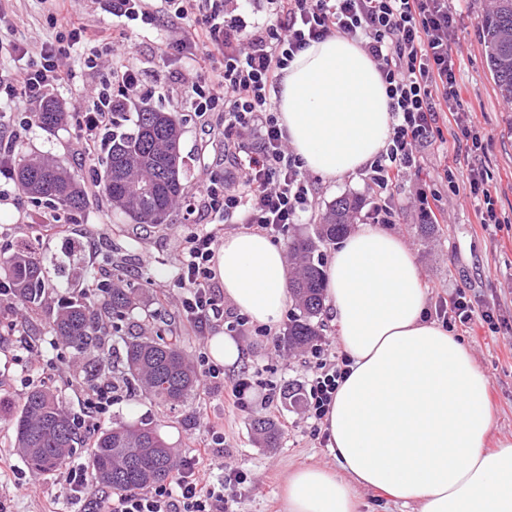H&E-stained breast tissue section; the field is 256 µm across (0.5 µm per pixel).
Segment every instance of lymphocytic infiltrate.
I'll return each mask as SVG.
<instances>
[{
  "label": "lymphocytic infiltrate",
  "instance_id": "lymphocytic-infiltrate-1",
  "mask_svg": "<svg viewBox=\"0 0 512 512\" xmlns=\"http://www.w3.org/2000/svg\"><path fill=\"white\" fill-rule=\"evenodd\" d=\"M251 2L164 0L174 34L160 42L158 51L172 61L193 57L206 70V78L190 86L189 105L199 115L216 116L224 162L235 170L231 178L211 172L192 211L194 223L208 230L184 237L181 244L175 280L179 312L202 338L228 314L212 269L223 223L235 220L274 238L313 208L311 183L270 101L288 63L310 43L334 34L350 38L376 63L386 85L390 133L366 168L369 185L386 190L419 169V147L434 143L444 122L454 124V139L468 141L471 151L483 148L461 103L457 53L450 41L457 13L448 0H266L263 20L251 17ZM85 40L82 19L63 13L54 40L42 43L27 64L0 72V92L48 100L57 87L75 80L60 59ZM126 53V65L109 71L103 70L98 50L84 59L86 71L106 73L102 81L83 85V103L74 114L76 143L84 153L103 148L114 110L147 82L134 42H127ZM217 59L221 70L210 72ZM436 177L463 178L470 195L483 202L480 223H498L485 171L471 167L461 177L447 166ZM315 353L320 362L305 391V410L320 421L349 361L320 346ZM247 480L244 470L225 465L199 473L191 460L173 481L108 497L105 512H234L236 499L229 490Z\"/></svg>",
  "mask_w": 512,
  "mask_h": 512
}]
</instances>
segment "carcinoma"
Segmentation results:
<instances>
[{
  "mask_svg": "<svg viewBox=\"0 0 512 512\" xmlns=\"http://www.w3.org/2000/svg\"><path fill=\"white\" fill-rule=\"evenodd\" d=\"M480 29L494 90L512 102V0H490L481 13ZM64 120L62 104L53 100L35 113V124L46 131L61 127ZM181 138L182 119L174 112L144 104L135 112L112 113V133L104 147L99 179L112 209L137 224L167 223L171 209L186 189ZM12 178L18 190L34 200L71 211H80L87 204L79 175L47 156H15ZM362 208L360 198L341 195L319 218L314 235L289 242L288 258L300 260V266L290 278L298 313L283 337L288 348H305L317 336L325 279L323 266L315 258L317 248L347 234ZM82 263L76 246L56 260L57 270L70 281L68 287H83L88 271L81 270ZM0 273L12 287L9 309L47 306L54 284L46 260L35 247L23 245L0 258ZM106 294L107 299L101 303L95 294L80 293L60 299L57 308L46 310L57 342L79 354L101 351L104 338L119 333L116 322L141 303L135 289L119 283L106 288ZM98 366L102 371H120L147 399L171 409L187 403L200 387L180 345L162 337L128 338L117 363L100 357ZM11 422L15 444L32 472H53L72 462L77 452L74 419L53 391L37 387L29 390ZM251 425L267 447L278 445L280 433L272 420L255 417ZM87 468L91 472L89 494L98 506L97 496L103 489L142 490L174 479L178 462L173 449L151 424L115 421L92 433Z\"/></svg>",
  "mask_w": 512,
  "mask_h": 512,
  "instance_id": "carcinoma-1",
  "label": "carcinoma"
}]
</instances>
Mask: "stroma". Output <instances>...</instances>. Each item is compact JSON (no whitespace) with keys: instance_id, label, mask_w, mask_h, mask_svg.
I'll use <instances>...</instances> for the list:
<instances>
[{"instance_id":"stroma-1","label":"stroma","mask_w":512,"mask_h":512,"mask_svg":"<svg viewBox=\"0 0 512 512\" xmlns=\"http://www.w3.org/2000/svg\"><path fill=\"white\" fill-rule=\"evenodd\" d=\"M460 15L452 44L458 49L457 78L466 109L473 116L474 130L487 143L485 153L470 156L493 177V196L501 218L499 225L483 227L478 222L481 200L470 197L463 184L437 181V169L454 164L466 155L453 139L449 125H442L441 150H429L418 174L388 192L394 222L388 232L404 240L412 250L427 289L428 318H435L439 298L464 291L477 315L469 327L456 334L470 348L489 379V394L495 423L492 440L512 437V104L503 102L494 91L479 38V16L484 0H449ZM57 10L55 0H0V71L18 66L15 45L34 48L55 37L58 27L51 16ZM70 12L83 18L92 38L91 44L72 50L66 64L82 71V59L90 48L111 44V67L125 64L121 41L135 40L141 50L139 64L149 76L158 78L148 102L165 112L177 113L183 120V150L187 157V194L172 209L166 224L140 229L127 217L113 212L99 193L94 174L99 168L97 155L81 156L74 146V127L64 124L48 132L35 127L17 146L23 152L53 157L79 174L89 195L87 206L78 212L54 208L18 191L14 180L0 176V254H9L21 244L35 245L48 254L63 251L70 244L83 247L86 265L93 282H121L138 289L143 303L123 327L122 336L106 337L114 355L123 351V335L164 336L176 339L189 358H196L198 343L193 329L180 317L175 301L178 237L197 232L186 207L194 203L205 182L206 172L221 153L218 140L207 135L203 119L191 112L184 93V83L194 75V63L184 59L164 64L158 45L163 27L127 25L112 14V0H71ZM315 207L279 235L284 245L295 236L311 232L320 215L336 197L353 195L364 202L360 224L370 222L376 201L363 173L330 181L313 176ZM439 196L444 221L432 235L421 234L412 202L417 191ZM34 348L43 350L46 364L37 371L21 372L15 360L21 348L6 337L0 339V394L20 402L34 387L59 394L70 413H79L80 388L93 383L88 357L63 346H50L52 333L48 318L41 310H18ZM282 332H250L239 337L242 359L238 366L225 369L224 383L201 388L197 398L184 406L169 409L155 405L131 385L120 384L115 393L108 420L155 425L178 460L198 457L199 469H207L209 457L197 456V442L210 425L224 426V460L249 476L244 485L233 488L238 512H282L281 493L288 474L307 465L335 467L336 461L323 435L312 431L303 406L284 407L281 402L265 404L270 390L291 384L305 387L315 364L310 349L284 348ZM248 378L251 387L245 409L234 407L227 394L240 378ZM264 416L275 421L280 431V445L264 447L253 434L250 420ZM0 457L9 467L0 474V483L13 486L9 512H83L88 500H75L62 472L50 475L33 473L15 446L8 419L0 418Z\"/></svg>"}]
</instances>
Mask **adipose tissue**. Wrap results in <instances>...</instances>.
<instances>
[{
  "label": "adipose tissue",
  "instance_id": "ef3b65f1",
  "mask_svg": "<svg viewBox=\"0 0 512 512\" xmlns=\"http://www.w3.org/2000/svg\"><path fill=\"white\" fill-rule=\"evenodd\" d=\"M273 100L292 151L323 178L356 172L386 144L385 85L345 37L296 54ZM214 272L225 300L254 323L275 328L293 301L286 252L267 235H226ZM326 274V304L351 364L323 425L346 476L296 470L283 512H357L362 488L415 512H512V439L487 449L488 378L458 336L428 320L412 251L400 236L362 226Z\"/></svg>",
  "mask_w": 512,
  "mask_h": 512
}]
</instances>
